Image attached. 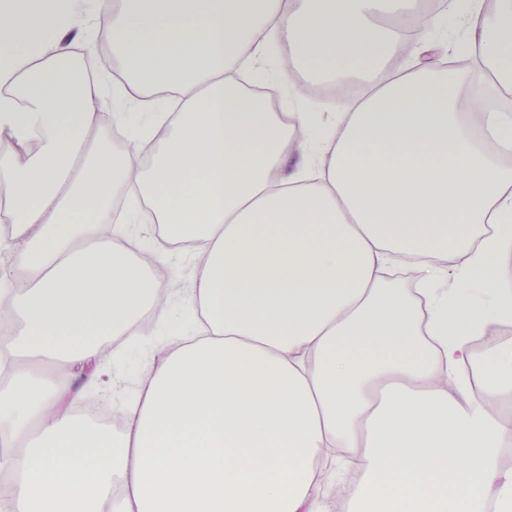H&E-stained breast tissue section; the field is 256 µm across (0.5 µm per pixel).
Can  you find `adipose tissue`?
I'll list each match as a JSON object with an SVG mask.
<instances>
[{
    "mask_svg": "<svg viewBox=\"0 0 512 512\" xmlns=\"http://www.w3.org/2000/svg\"><path fill=\"white\" fill-rule=\"evenodd\" d=\"M449 15L466 66L419 61ZM275 42L362 96L281 120L248 91ZM143 220L189 244L183 297L120 244ZM0 223V512H512V347L464 375L512 325V0H10ZM177 305L118 424L82 416L69 373Z\"/></svg>",
    "mask_w": 512,
    "mask_h": 512,
    "instance_id": "1",
    "label": "adipose tissue"
}]
</instances>
